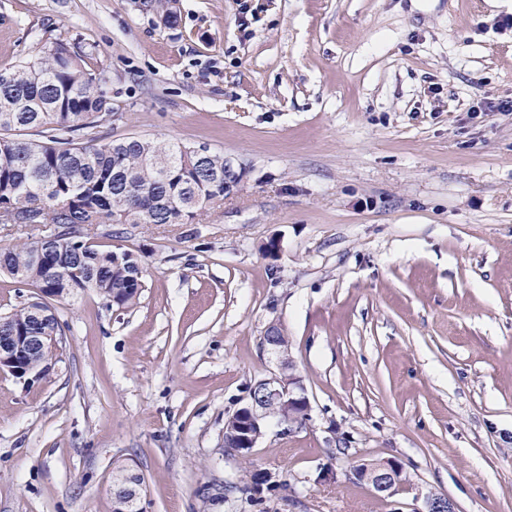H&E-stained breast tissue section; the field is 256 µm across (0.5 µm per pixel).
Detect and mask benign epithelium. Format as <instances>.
<instances>
[{
	"label": "benign epithelium",
	"mask_w": 512,
	"mask_h": 512,
	"mask_svg": "<svg viewBox=\"0 0 512 512\" xmlns=\"http://www.w3.org/2000/svg\"><path fill=\"white\" fill-rule=\"evenodd\" d=\"M38 301L31 311L37 312L30 322L18 326L16 336L8 343L0 342V373L32 381L38 380L47 370V366L27 367L29 359L39 355L50 345H57L54 336L42 334L43 319L52 315L49 305V290L39 289ZM278 411L283 423H290L297 409L309 410V399L306 396L302 377L291 373L284 378L275 374L256 383L249 392L247 401L236 409L240 417V433L238 446L227 448V454L234 456L249 455L257 447L258 438L253 435L252 428L264 425L268 409ZM356 481L367 485L381 499H388L397 494L408 481L407 473L401 462L394 458H382L368 462L362 468L352 470ZM423 512H455L453 503L442 495L430 493L426 496Z\"/></svg>",
	"instance_id": "1"
}]
</instances>
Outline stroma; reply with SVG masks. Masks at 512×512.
I'll return each mask as SVG.
<instances>
[{
  "label": "stroma",
  "mask_w": 512,
  "mask_h": 512,
  "mask_svg": "<svg viewBox=\"0 0 512 512\" xmlns=\"http://www.w3.org/2000/svg\"><path fill=\"white\" fill-rule=\"evenodd\" d=\"M0 0V66L91 53L112 138L205 145L242 178L197 224H92L140 255L127 308H54L47 372L0 373V512H512V0ZM274 251H266L268 242ZM303 425L248 457L224 420L279 370ZM399 459L375 497L350 474ZM277 480L260 505L231 490ZM356 481L367 485L381 499L392 498L408 481L403 465L394 458L366 462L363 468L352 470ZM131 478L130 470L126 464L119 461L114 463L112 468V495L114 502L117 499L124 498L126 496L128 497L127 502L132 506L137 505V502L140 501L143 490V483L141 481L139 482V486L133 488L130 491L129 495L125 492L126 488H128L131 484ZM116 502L117 508L115 509V512L119 511L118 509L122 510V502Z\"/></svg>",
  "instance_id": "35a3bbf8"
}]
</instances>
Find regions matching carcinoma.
<instances>
[{"mask_svg": "<svg viewBox=\"0 0 512 512\" xmlns=\"http://www.w3.org/2000/svg\"><path fill=\"white\" fill-rule=\"evenodd\" d=\"M177 0H150L170 27ZM89 54L57 42L42 55L0 71V224H54L46 260L33 248L42 238L0 249V269L18 282L50 288L55 300L93 289L117 307L143 288V265L132 251L100 249L75 232L86 224H197L224 201V155L139 136L98 135L112 115ZM28 307L0 315V336L14 335ZM127 465L112 468L117 508L127 496ZM234 489L256 501L257 474Z\"/></svg>", "mask_w": 512, "mask_h": 512, "instance_id": "cac0c4a2", "label": "carcinoma"}]
</instances>
